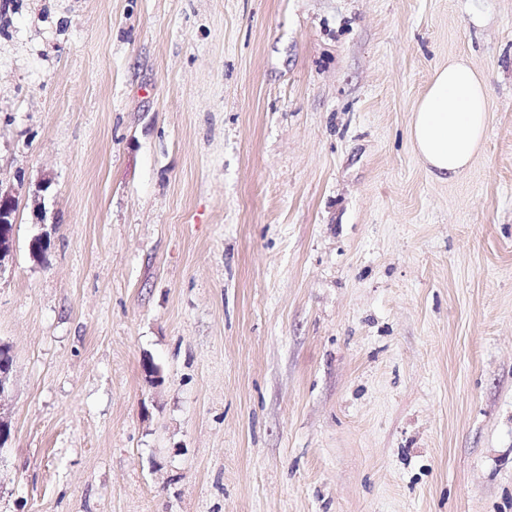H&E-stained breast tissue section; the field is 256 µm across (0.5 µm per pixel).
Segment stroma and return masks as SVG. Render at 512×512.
<instances>
[{"label": "stroma", "instance_id": "obj_1", "mask_svg": "<svg viewBox=\"0 0 512 512\" xmlns=\"http://www.w3.org/2000/svg\"><path fill=\"white\" fill-rule=\"evenodd\" d=\"M0 186V512H512V0H0ZM485 78L464 60L438 66L412 113L411 147L435 180L461 175L481 147L487 128ZM20 187L4 190L0 186V274L12 262L14 255V224L17 192ZM11 225V229L7 231ZM2 228V231H1ZM15 387L14 357L8 343L0 341V446L5 447L13 432L8 413L2 411V400L8 398Z\"/></svg>", "mask_w": 512, "mask_h": 512}]
</instances>
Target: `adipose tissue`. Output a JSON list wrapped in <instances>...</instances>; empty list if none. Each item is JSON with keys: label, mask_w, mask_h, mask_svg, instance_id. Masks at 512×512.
<instances>
[{"label": "adipose tissue", "mask_w": 512, "mask_h": 512, "mask_svg": "<svg viewBox=\"0 0 512 512\" xmlns=\"http://www.w3.org/2000/svg\"><path fill=\"white\" fill-rule=\"evenodd\" d=\"M488 87L466 60L438 66L412 113L411 147L435 180L461 175L481 147L487 128Z\"/></svg>", "instance_id": "1"}]
</instances>
